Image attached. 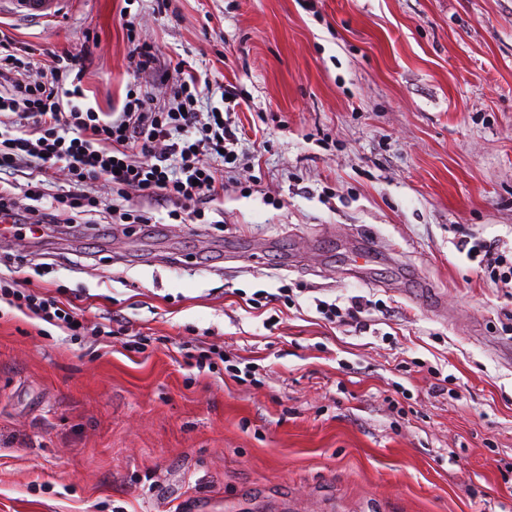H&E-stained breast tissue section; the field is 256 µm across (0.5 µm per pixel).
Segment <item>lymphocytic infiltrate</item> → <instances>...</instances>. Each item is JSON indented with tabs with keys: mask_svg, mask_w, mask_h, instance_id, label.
<instances>
[{
	"mask_svg": "<svg viewBox=\"0 0 512 512\" xmlns=\"http://www.w3.org/2000/svg\"><path fill=\"white\" fill-rule=\"evenodd\" d=\"M86 62L83 54H57L49 74L36 77L28 50L0 36V171L24 163L30 168L22 191L0 186V213L10 231L85 223L97 205L85 189L100 181L120 200L106 211L104 223H151L147 211L123 207L134 193L172 201V220H204L200 201L224 195L211 158L229 164L237 159V138L223 115L195 108L209 80L181 66L170 86V108L154 105L148 91L131 90L121 111L98 112L80 106L87 98ZM56 168L66 170L71 188L48 201L41 179ZM0 303L71 336L107 334L106 324L88 326L73 303L22 291L9 276H0Z\"/></svg>",
	"mask_w": 512,
	"mask_h": 512,
	"instance_id": "1",
	"label": "lymphocytic infiltrate"
}]
</instances>
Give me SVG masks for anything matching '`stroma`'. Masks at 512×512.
<instances>
[{
    "label": "stroma",
    "mask_w": 512,
    "mask_h": 512,
    "mask_svg": "<svg viewBox=\"0 0 512 512\" xmlns=\"http://www.w3.org/2000/svg\"><path fill=\"white\" fill-rule=\"evenodd\" d=\"M65 8L28 26L4 5L0 28L38 73L94 30L108 112L146 81L134 26L163 69L236 87L238 159L211 158L202 224L135 197L152 223L0 238V273L148 340L0 320V512H512V282L459 245L512 250V0ZM367 238L387 254L363 282ZM356 296L359 326L316 309ZM201 345L224 364L179 352ZM128 40L132 43V58L135 62L137 71L141 73L151 72L154 70V65L157 61V55L154 47L149 43L136 41L133 36V29L131 26L127 28Z\"/></svg>",
    "instance_id": "1"
}]
</instances>
